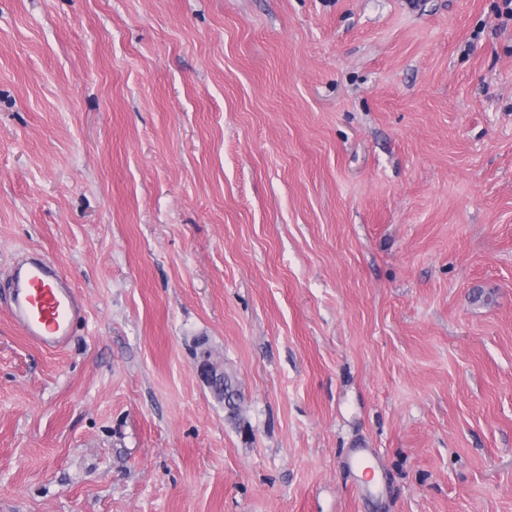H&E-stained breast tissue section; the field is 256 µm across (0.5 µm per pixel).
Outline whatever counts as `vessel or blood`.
Returning <instances> with one entry per match:
<instances>
[{
  "mask_svg": "<svg viewBox=\"0 0 512 512\" xmlns=\"http://www.w3.org/2000/svg\"><path fill=\"white\" fill-rule=\"evenodd\" d=\"M11 312L21 332L47 349L65 347L84 316L76 290L53 262L41 258L17 271Z\"/></svg>",
  "mask_w": 512,
  "mask_h": 512,
  "instance_id": "obj_1",
  "label": "vessel or blood"
}]
</instances>
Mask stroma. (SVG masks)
<instances>
[{
  "mask_svg": "<svg viewBox=\"0 0 512 512\" xmlns=\"http://www.w3.org/2000/svg\"><path fill=\"white\" fill-rule=\"evenodd\" d=\"M500 4L0 0V512H512ZM11 312L21 332L46 349L65 347L73 326L84 318L76 290L53 262L41 258L17 271ZM197 370L211 390H215L221 383V374H224V370L211 360V355L206 350L200 352Z\"/></svg>",
  "mask_w": 512,
  "mask_h": 512,
  "instance_id": "obj_1",
  "label": "stroma"
}]
</instances>
